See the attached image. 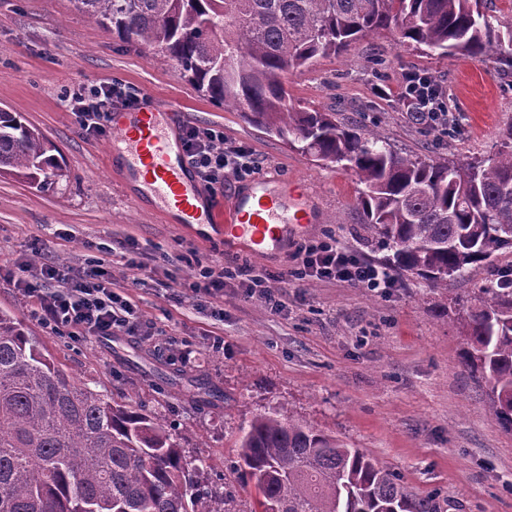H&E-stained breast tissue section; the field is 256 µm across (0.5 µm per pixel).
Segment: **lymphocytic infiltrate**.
Wrapping results in <instances>:
<instances>
[{"label":"lymphocytic infiltrate","mask_w":512,"mask_h":512,"mask_svg":"<svg viewBox=\"0 0 512 512\" xmlns=\"http://www.w3.org/2000/svg\"><path fill=\"white\" fill-rule=\"evenodd\" d=\"M400 98L407 114L417 121L447 130L448 95L432 76L420 72L406 74ZM138 100L135 89L115 83L80 86L68 95L69 109L78 126L93 138L104 132V122L114 102L131 106ZM181 137L197 177L210 190H223L225 175L243 180L259 168L253 153L245 146L227 141L222 130L187 125ZM297 256L298 266L281 272L279 281L316 278L371 291L393 285L386 270L359 259L333 239L307 241L299 247ZM0 278L11 281L31 300L34 315L54 333L75 339L124 335L143 341L155 334L154 323L136 313L128 300L113 291L112 273L103 262L88 263L69 276L52 260L34 268L24 261L1 259ZM270 280V275L256 274L246 264L205 265L200 267L197 280L181 290L184 298L193 303L202 297L217 300L223 298L228 283L234 282L245 289L248 297L278 313L282 305L269 285Z\"/></svg>","instance_id":"1"}]
</instances>
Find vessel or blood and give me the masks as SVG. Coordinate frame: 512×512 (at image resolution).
<instances>
[{"label":"vessel or blood","mask_w":512,"mask_h":512,"mask_svg":"<svg viewBox=\"0 0 512 512\" xmlns=\"http://www.w3.org/2000/svg\"><path fill=\"white\" fill-rule=\"evenodd\" d=\"M112 172L135 202L151 201L167 223L190 232L212 225L228 250L264 257L283 250L291 235L312 222L310 196L295 180H263L224 206L202 195L186 157L178 109L153 104L132 112H111Z\"/></svg>","instance_id":"b4317fda"}]
</instances>
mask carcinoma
I'll return each mask as SVG.
<instances>
[{
    "label": "carcinoma",
    "instance_id": "carcinoma-1",
    "mask_svg": "<svg viewBox=\"0 0 512 512\" xmlns=\"http://www.w3.org/2000/svg\"><path fill=\"white\" fill-rule=\"evenodd\" d=\"M112 36L173 60L204 96L358 177L388 264L435 287L512 252V149L448 164L293 105L285 76L385 29L443 54L512 62V26L484 0H72ZM23 113L0 109V176L43 189L65 167ZM421 191L414 193L412 189ZM464 366L512 432V278L479 288L460 317ZM257 512H437L358 448L281 409L241 428ZM165 421L78 383L0 313V512H231L198 485Z\"/></svg>",
    "mask_w": 512,
    "mask_h": 512
}]
</instances>
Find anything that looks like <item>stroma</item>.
Segmentation results:
<instances>
[{"mask_svg": "<svg viewBox=\"0 0 512 512\" xmlns=\"http://www.w3.org/2000/svg\"><path fill=\"white\" fill-rule=\"evenodd\" d=\"M431 75L448 89L455 125L441 133L415 122L398 97L404 76ZM120 83L152 91L181 109L187 124L217 126L248 147L258 178L302 182L315 221L287 250L265 258L228 251L218 235L201 241L137 204L112 173L111 136L86 137L67 96L79 85ZM296 107L380 136L397 151L465 163L497 155L512 129V65L444 55L369 33L336 56L289 74ZM0 107L23 113L59 149L66 176L37 190L0 177V257L71 269L101 259L113 290L190 347L171 363L152 342L130 336L73 340L48 332L27 298L0 280V311L44 346L48 359L116 401L165 417L209 489L231 496L233 512H252L257 493L239 471L240 430L254 416L285 408L397 472L411 496H433L439 512H512V432L491 420L486 389L462 362L457 314L478 288L512 269V254L472 266L447 289L409 273L385 293L309 278L273 283L285 302L272 313L242 289L193 306L159 288L167 274L194 281L197 264L247 263L261 272L294 267L304 241L330 237L377 266L388 254L364 222L357 177L291 148L224 110L182 79L168 57L113 39L70 0H0ZM135 239L141 268L122 244ZM223 320H215V311ZM224 349H212L214 337Z\"/></svg>", "mask_w": 512, "mask_h": 512, "instance_id": "1", "label": "stroma"}]
</instances>
